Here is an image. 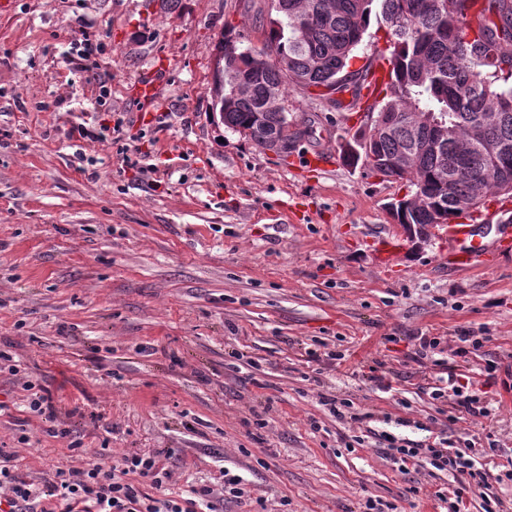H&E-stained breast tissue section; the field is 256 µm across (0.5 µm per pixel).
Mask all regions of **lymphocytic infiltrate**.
<instances>
[{"label": "lymphocytic infiltrate", "mask_w": 512, "mask_h": 512, "mask_svg": "<svg viewBox=\"0 0 512 512\" xmlns=\"http://www.w3.org/2000/svg\"><path fill=\"white\" fill-rule=\"evenodd\" d=\"M497 370V362H486L485 384L495 383ZM485 384L464 386L452 374L445 386L434 387L431 397L439 400L453 395L451 421L468 415L488 419L492 411L485 399ZM497 452L494 439L479 448L471 442L460 445L437 436L410 445L399 444L390 436L383 447L385 458L400 472L438 470L451 474L455 490L435 493L447 512H465L469 495L482 492L491 483H512V468L493 462ZM144 480L150 483V490L141 488ZM171 483L172 473L159 452L133 451L111 467L99 463L63 465L51 476L36 480L23 476L12 454L0 448V512H224L225 501L248 495L243 478L227 468L217 483L194 486L184 493L172 490Z\"/></svg>", "instance_id": "obj_1"}]
</instances>
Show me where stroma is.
<instances>
[{"mask_svg":"<svg viewBox=\"0 0 512 512\" xmlns=\"http://www.w3.org/2000/svg\"><path fill=\"white\" fill-rule=\"evenodd\" d=\"M267 14V0H0V348L56 405L19 441L21 384L0 376V448L32 477L160 451L177 491L226 466L252 498L224 512L257 497L357 512L369 495L440 512L450 477L399 472L379 435L481 437L428 385L512 366V259L463 272L438 233L413 243L387 210L407 186L341 156L357 113L289 90L306 135L285 158L228 131L211 109L218 42L228 26L260 42ZM83 30L103 49L88 71L73 64ZM109 117L154 173L126 168L111 139H69ZM460 330L481 343L466 361ZM423 333L441 337L440 365L409 359ZM323 394L364 422L336 419Z\"/></svg>","mask_w":512,"mask_h":512,"instance_id":"stroma-1","label":"stroma"}]
</instances>
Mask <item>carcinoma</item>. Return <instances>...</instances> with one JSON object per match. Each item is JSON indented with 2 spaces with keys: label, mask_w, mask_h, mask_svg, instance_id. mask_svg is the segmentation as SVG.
Masks as SVG:
<instances>
[{
  "label": "carcinoma",
  "mask_w": 512,
  "mask_h": 512,
  "mask_svg": "<svg viewBox=\"0 0 512 512\" xmlns=\"http://www.w3.org/2000/svg\"><path fill=\"white\" fill-rule=\"evenodd\" d=\"M263 47L228 32L219 42L212 108L224 126L267 150L291 139L288 87L313 100L350 93V106L390 119L362 131L363 166L409 184L398 224L434 223L468 212L512 185V0H270ZM386 29L393 79L381 107L363 94L374 69H349L371 20ZM417 112L439 125L417 129Z\"/></svg>",
  "instance_id": "cac0c4a2"
}]
</instances>
